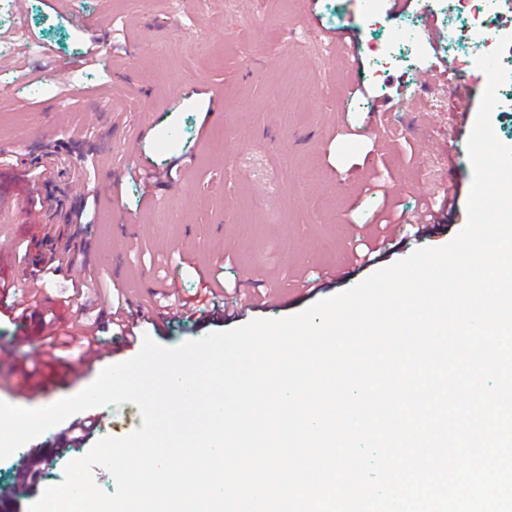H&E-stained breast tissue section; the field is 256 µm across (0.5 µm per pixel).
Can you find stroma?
<instances>
[{
  "mask_svg": "<svg viewBox=\"0 0 512 512\" xmlns=\"http://www.w3.org/2000/svg\"><path fill=\"white\" fill-rule=\"evenodd\" d=\"M0 15V355L30 375L28 393L0 367V401L43 408L77 394L96 373H66L78 350L42 357L39 318H9L26 303L35 266L68 252L76 263L43 286L46 312L61 325L101 320L114 286L133 303L160 290L195 298L203 285L185 254L224 263L226 286L260 282L266 306L220 318L198 313L141 324L138 336L166 347L251 320L281 319L362 282L409 256L440 247L467 222L472 168L466 145L449 142L456 100L479 106L485 82L450 81L443 43L425 39L415 10L394 14L382 0L376 24L362 0H9ZM346 29L361 66L349 69L314 37ZM423 37L420 53L377 74L374 50L398 31ZM366 95H350L354 83ZM396 129L379 171L406 223L422 196L455 185L456 209L423 241L405 240L366 267L347 246L371 227L381 199L361 193V164L376 136L371 114ZM171 169L152 183L139 169ZM82 219H75V212ZM341 270L331 288L312 292L297 276ZM53 431L0 460V512L40 497L14 481L15 466L39 468L41 489L60 484L71 457Z\"/></svg>",
  "mask_w": 512,
  "mask_h": 512,
  "instance_id": "35a3bbf8",
  "label": "stroma"
}]
</instances>
